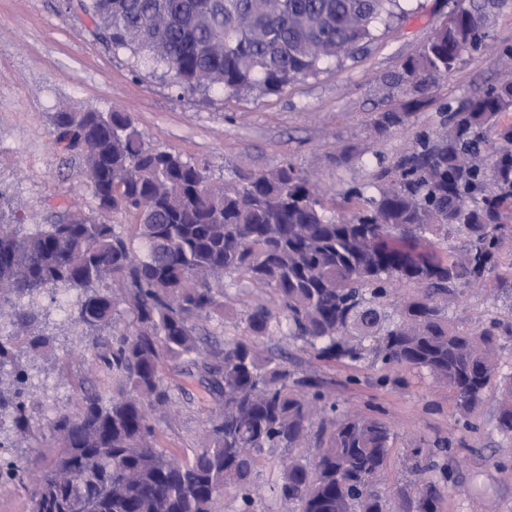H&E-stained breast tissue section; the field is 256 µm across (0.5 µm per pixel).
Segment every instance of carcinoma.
<instances>
[{
  "instance_id": "cac0c4a2",
  "label": "carcinoma",
  "mask_w": 512,
  "mask_h": 512,
  "mask_svg": "<svg viewBox=\"0 0 512 512\" xmlns=\"http://www.w3.org/2000/svg\"><path fill=\"white\" fill-rule=\"evenodd\" d=\"M502 0H461L402 65L393 85L410 99L373 120L384 136L412 124L426 93L478 46ZM97 37L116 52L147 56L185 90L276 92L325 61L350 59L404 9L400 0H76ZM512 81L471 99L435 137L392 166L377 194L358 186L324 213L309 174L289 160L237 172L214 186L206 172L151 144L125 112H57L56 148L83 158L97 215L67 206L45 224L0 218V430L33 427L34 370L49 360L48 304L62 293L108 382L84 392L77 412L45 428L51 460L0 457V486L19 485L31 512H213L224 490L237 512H257L254 476L266 448H300L317 436L314 460L288 456L273 494L288 512H386L375 481L392 430L378 418L326 419L321 381L264 355L283 335L327 360L372 358L426 372L448 386L469 418L497 390L496 428L512 437V373L500 371L512 322L466 329L448 299L480 285L503 263L512 234ZM123 213L124 231L107 221ZM462 237L443 256L440 245ZM414 288L400 295L396 285ZM248 286L269 295L243 304L239 336L201 335ZM188 360L216 407L192 458L162 448L154 422L180 414L162 377ZM403 512H436L432 483L396 491Z\"/></svg>"
}]
</instances>
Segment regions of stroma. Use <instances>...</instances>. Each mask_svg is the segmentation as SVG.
<instances>
[{"mask_svg":"<svg viewBox=\"0 0 512 512\" xmlns=\"http://www.w3.org/2000/svg\"><path fill=\"white\" fill-rule=\"evenodd\" d=\"M404 17L379 29L355 58L322 64L315 75L266 94L245 90L229 96L209 89L184 92L162 70L130 53L104 47L91 19L70 0H0V195L14 207L13 223L43 224L55 208L93 215L80 158L55 146L54 113L93 108L127 112L156 147L205 167L223 183L239 170L260 172L287 159L315 174L322 191L342 193L351 183L374 194L379 164L394 163L419 137L434 134L445 115L469 99L512 80L504 65L512 52V0H504L489 36L467 51L446 82L430 92L413 125L384 136L371 123L377 113L400 105L404 96L392 77L455 8V0H401ZM448 314L475 328L491 314L512 318V268H502L483 287L451 300ZM290 368L324 382L337 412L384 419L393 432L377 490L388 512H400L394 496L408 483L411 448L447 464V482H435L437 512H512V438L496 428V391L488 389L470 425L455 411L454 397L426 373L386 369L373 360L355 365L323 361L284 336L265 340ZM63 341L41 377L56 382L40 393L37 415L76 411L81 388H101L103 375L92 351L71 355ZM164 379L182 401L177 423L159 424V444L192 455L215 399L186 362L165 370Z\"/></svg>","mask_w":512,"mask_h":512,"instance_id":"1","label":"stroma"}]
</instances>
